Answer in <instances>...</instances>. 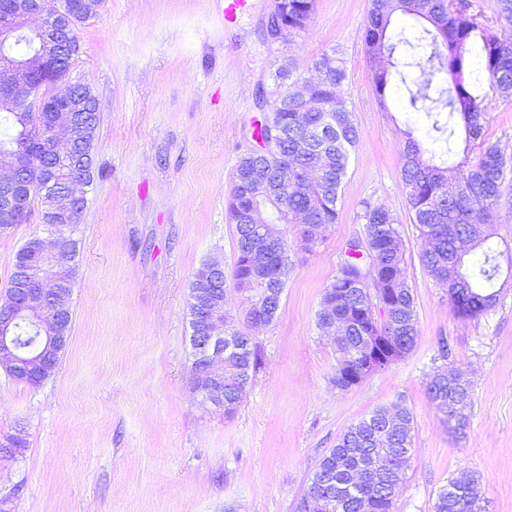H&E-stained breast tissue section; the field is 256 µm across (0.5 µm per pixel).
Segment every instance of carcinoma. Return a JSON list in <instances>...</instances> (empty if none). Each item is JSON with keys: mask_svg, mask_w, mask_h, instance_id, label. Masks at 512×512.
Listing matches in <instances>:
<instances>
[{"mask_svg": "<svg viewBox=\"0 0 512 512\" xmlns=\"http://www.w3.org/2000/svg\"><path fill=\"white\" fill-rule=\"evenodd\" d=\"M70 38L61 42L60 54L71 59L79 52L78 24L90 18L83 0H71ZM315 0H284L280 9L287 19L290 36L305 28L314 12ZM470 0H460V8L451 12L445 0H371L364 39L371 55H381L380 66L373 69L372 83L380 103L395 80L405 82L402 68L408 63L397 57L400 48L418 53L414 65L419 69L416 90L410 94L411 110L423 112L429 120L426 141L407 133L401 153V177L407 189V203L425 243L421 264L442 287H448V257L462 253L459 271L461 286L456 295H448L457 315L476 318L496 302L491 291L502 272V262L512 258L488 245L489 236L473 222L475 214L492 223L501 197L509 160L496 143L483 136V119L488 95L483 83L501 98H512V43L502 41L473 20L463 18ZM34 34L27 31L6 46L5 53L17 59H29ZM332 69L322 72L326 61ZM313 67L322 72L307 91V100L297 101L292 86L301 81L293 64L280 66L274 78V90L268 92L270 107L260 124L257 139L270 146V153L257 156L246 150L238 158L233 173V192L229 217L235 225L237 254L232 270L235 290L252 289L247 297L246 319L259 312L265 322L273 321L289 274L287 229L271 237L253 238L248 233L249 215L269 205L275 221L301 219V238L307 226L331 225L338 220L339 190L346 176L350 152L359 141V129L352 110L341 98L340 88L347 79L343 62L323 53ZM451 77L448 85H437L442 72ZM68 71L49 63L38 70L39 80L52 83L67 77ZM83 122L72 128L77 167L66 169L62 186L48 193L42 186L43 168L55 163L46 136L49 128L70 126V112H22L30 106L7 87L0 85V154H11L18 161L23 183L26 214L40 210L43 230L55 225H79L87 199L74 191L73 183L88 184L93 179V142L99 126L96 96L82 86ZM462 128L465 141L479 147L477 161L448 165L451 141ZM326 139L321 150L311 153L299 142L315 136ZM288 169L289 185L280 181V171ZM361 218L371 252L367 256L345 253L336 276L325 287L318 311V323L336 325L334 342L339 362L333 382L346 391L359 384L373 369L360 358L364 349L380 340L379 348L386 367L410 353L417 342L415 298L404 286L406 264L399 247L398 220L383 205L364 203ZM40 236L29 238L17 251L10 281L27 265L38 268L34 259ZM62 246L67 259L44 277L32 279L29 287L40 297L52 301L59 295L71 299L78 269L79 240L67 237ZM211 275V263L205 262L189 283V311L195 316L197 290ZM383 294L388 305L385 322L372 313V300ZM42 338L33 346H22L19 355L42 358L41 380L56 370L65 347L44 338L27 319L9 327L10 336ZM235 345L224 355L225 368L236 377L226 387L224 399L240 404L243 392L260 364V353L252 337L229 329ZM428 400L454 432L469 424L468 411L473 404L472 389L465 377L441 373L426 385ZM414 416L401 403L373 410L351 424L324 455L308 479L307 487L324 476L336 477V489L330 507H323L302 495L298 512H395V490L403 481L413 451ZM475 478L462 473L450 480L437 494L434 512H477L476 497L470 493Z\"/></svg>", "mask_w": 512, "mask_h": 512, "instance_id": "carcinoma-1", "label": "carcinoma"}]
</instances>
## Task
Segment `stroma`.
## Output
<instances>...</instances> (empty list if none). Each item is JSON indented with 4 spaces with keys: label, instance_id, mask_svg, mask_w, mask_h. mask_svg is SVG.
Wrapping results in <instances>:
<instances>
[{
    "label": "stroma",
    "instance_id": "35a3bbf8",
    "mask_svg": "<svg viewBox=\"0 0 512 512\" xmlns=\"http://www.w3.org/2000/svg\"><path fill=\"white\" fill-rule=\"evenodd\" d=\"M251 3L228 26L224 0H104L79 25L67 80L90 87L100 122L71 332L40 385L0 369V444L24 445L0 456V501L8 512H297L337 436L400 401L414 414V443L395 512H432L438 490L463 472L478 479L481 512H512V277L501 275L495 306L470 319L422 266L400 152L425 116L409 110L402 84L383 100L374 92L369 0H316L306 27L281 41L265 36L269 0ZM331 50L344 61L341 95L360 131L338 221L310 250L291 225V270L271 323L247 322L242 296L229 291L227 319L253 337L262 364L227 417L191 388L188 286L206 260L233 265L228 200L262 116L258 89L272 87L286 58L315 77L314 60ZM483 133L512 157V99L490 98ZM367 202L398 218L418 341L341 392L333 334L318 327L317 311L347 242L364 234ZM41 231L35 211L0 234V295L17 250ZM441 367L473 385L460 436L426 395Z\"/></svg>",
    "mask_w": 512,
    "mask_h": 512
}]
</instances>
